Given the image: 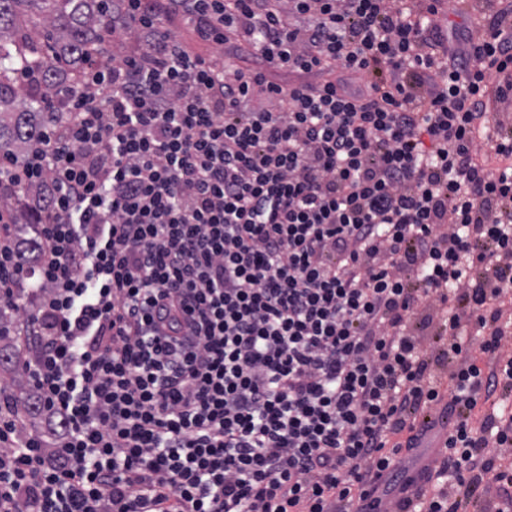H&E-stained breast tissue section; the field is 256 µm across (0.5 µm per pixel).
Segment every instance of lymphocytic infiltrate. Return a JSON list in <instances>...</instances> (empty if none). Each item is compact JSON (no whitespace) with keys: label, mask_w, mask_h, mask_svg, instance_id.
Listing matches in <instances>:
<instances>
[{"label":"lymphocytic infiltrate","mask_w":512,"mask_h":512,"mask_svg":"<svg viewBox=\"0 0 512 512\" xmlns=\"http://www.w3.org/2000/svg\"><path fill=\"white\" fill-rule=\"evenodd\" d=\"M511 106V7L476 35L439 0H112L0 156V310L44 424L0 413V512H388L443 400L414 512H512V410L472 421L512 392ZM446 405V401L440 402L427 414V419L422 418L419 422L420 441L418 448H426V452L415 470L411 472L413 481L401 494L402 497L408 495L414 500V492L417 485L421 483V477L429 469H432L440 451L445 448L448 433L452 427L450 420H448Z\"/></svg>","instance_id":"obj_1"}]
</instances>
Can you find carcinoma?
I'll return each mask as SVG.
<instances>
[{
	"mask_svg": "<svg viewBox=\"0 0 512 512\" xmlns=\"http://www.w3.org/2000/svg\"><path fill=\"white\" fill-rule=\"evenodd\" d=\"M112 27V0H0V153L25 151L42 126L44 100L69 85L91 47ZM26 62L39 66L42 92L19 83ZM9 316L0 312V351L16 363L24 349L6 339Z\"/></svg>",
	"mask_w": 512,
	"mask_h": 512,
	"instance_id": "cac0c4a2",
	"label": "carcinoma"
}]
</instances>
